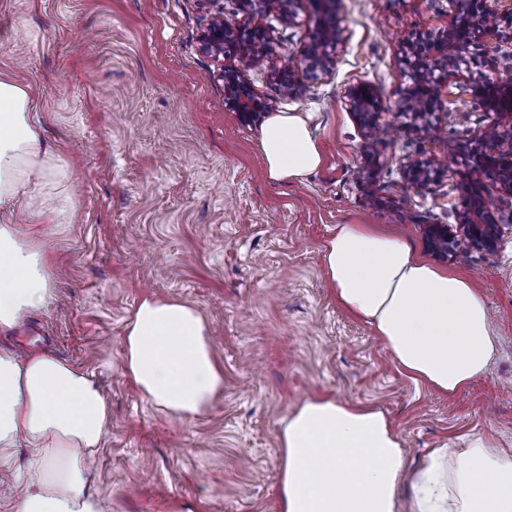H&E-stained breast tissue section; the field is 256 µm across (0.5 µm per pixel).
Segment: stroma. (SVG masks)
Wrapping results in <instances>:
<instances>
[{
	"instance_id": "stroma-1",
	"label": "stroma",
	"mask_w": 512,
	"mask_h": 512,
	"mask_svg": "<svg viewBox=\"0 0 512 512\" xmlns=\"http://www.w3.org/2000/svg\"><path fill=\"white\" fill-rule=\"evenodd\" d=\"M345 48L321 76L299 70L301 97L269 69L249 73L274 113L310 119L323 156L300 182L265 175L261 129L225 104L219 65L200 35L211 15L241 20L238 0H0V75L32 97L42 133L67 168L72 223L38 232L55 271L53 299L0 344L45 350L91 373L112 409L88 464L108 512H280L283 419L333 394L381 410L415 468L434 448L481 432L512 448V195L449 155L398 109L409 79L403 43L451 32L448 0H334ZM276 12L278 66L301 58L316 0ZM366 84L382 111L367 132L346 105ZM434 124L467 148L494 126L467 74L451 80ZM435 177L419 188L408 162ZM479 191L501 227L494 251L448 259L431 224H453ZM373 224L432 263L466 273L494 319L484 378L454 396L400 373L364 321L342 310L324 278L322 247L336 225ZM198 309L224 389L190 418L149 403L122 367L125 325L142 299Z\"/></svg>"
}]
</instances>
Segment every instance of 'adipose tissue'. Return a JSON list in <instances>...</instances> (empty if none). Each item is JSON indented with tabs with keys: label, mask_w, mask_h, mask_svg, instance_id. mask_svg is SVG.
Returning a JSON list of instances; mask_svg holds the SVG:
<instances>
[{
	"label": "adipose tissue",
	"mask_w": 512,
	"mask_h": 512,
	"mask_svg": "<svg viewBox=\"0 0 512 512\" xmlns=\"http://www.w3.org/2000/svg\"><path fill=\"white\" fill-rule=\"evenodd\" d=\"M28 92L0 77V332L14 330L53 299L37 233L8 218L34 210L45 224L71 223L70 195L46 198L67 171L44 141ZM269 181H300L322 164L306 117L283 113L264 127ZM337 304L366 322L413 382L449 396L485 376L496 351L487 301L464 273L419 256L371 224H340L322 249ZM123 368L145 398L181 418L222 391L202 314L177 300L144 298L125 326ZM110 408L91 374L50 353L0 347V469L18 449L33 465L11 497L12 512H105L85 461L101 447ZM281 512H512V448L468 435L436 448L412 472L386 415L331 396L306 400L282 421ZM407 503H400L401 485Z\"/></svg>",
	"instance_id": "obj_1"
}]
</instances>
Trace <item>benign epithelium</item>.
I'll return each mask as SVG.
<instances>
[{
    "mask_svg": "<svg viewBox=\"0 0 512 512\" xmlns=\"http://www.w3.org/2000/svg\"><path fill=\"white\" fill-rule=\"evenodd\" d=\"M242 10L254 11L261 4L275 9L282 21L295 22L291 9L293 0H241ZM452 22L461 23L460 39L457 42L435 43L424 48L408 46L403 63L410 71L411 83L401 90L402 111L414 112L415 127L426 133L435 130L428 120L426 111H413V102L425 100L434 92L450 86V77L464 70L469 79L483 93L484 76L471 70L467 54L473 48L493 57L501 65L495 87L512 93V0H448ZM309 46L304 53L307 66L315 71H324L333 55L339 53L346 43V29L341 20L324 9L323 15L315 21L314 29L308 32ZM201 49L219 61L224 58L225 47L232 46L240 54L241 65L221 70L226 96L230 107L246 122L259 123L272 110L266 100L259 98L251 85L248 72L272 66L273 35L266 28L247 27L236 21H229L224 15H215L200 36ZM278 81L284 95L295 98L300 93V83L295 79V70L288 67L278 71ZM346 101L350 111L358 115L369 130H375L378 114L374 93L365 85H354L347 90ZM472 155L486 156L500 177L501 184L512 194V121L500 130L493 127L478 144L472 148ZM411 183L424 186L431 180V169L415 163L407 173ZM501 234L500 225L478 209L461 216L459 224H432L427 230L430 248L440 254L456 257L461 253L463 241L486 250L495 248Z\"/></svg>",
    "mask_w": 512,
    "mask_h": 512,
    "instance_id": "7a95c632",
    "label": "benign epithelium"
}]
</instances>
